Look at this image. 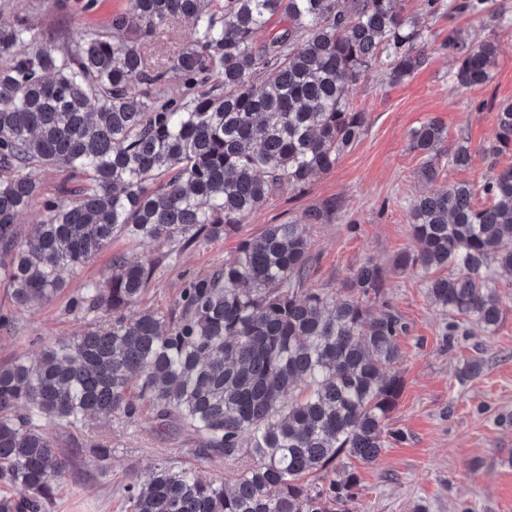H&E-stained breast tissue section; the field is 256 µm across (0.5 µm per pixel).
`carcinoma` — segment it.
<instances>
[{
    "label": "carcinoma",
    "instance_id": "cac0c4a2",
    "mask_svg": "<svg viewBox=\"0 0 512 512\" xmlns=\"http://www.w3.org/2000/svg\"><path fill=\"white\" fill-rule=\"evenodd\" d=\"M429 13L488 12V0H427ZM490 13V12H488ZM496 16V13H490ZM185 21L186 47L151 62L144 45ZM454 81L484 84L497 43L451 31ZM427 62L402 0H130V11L69 38L26 17L0 24V271L14 303L54 299L119 238L175 246L238 231L286 185L302 190L333 168L366 128L347 97L370 68L400 83ZM183 84L179 98L165 88ZM445 128L422 124L413 148L433 189L412 199L428 296L486 331L502 316L499 271L512 274V165L491 164L480 187L438 183L471 164L466 139L440 150ZM512 150V102L496 112L491 159ZM83 181L46 197L39 174ZM486 197L483 205L476 195ZM37 208L25 237L18 218ZM335 198L240 243L216 274L184 288L174 316L136 307L154 264L118 256L74 306L87 330L40 357L0 366V512H49L75 460L103 467L105 445L61 448L49 429L103 418L188 432L194 455L224 463L228 479L169 464L125 486L128 512H355L358 476L396 436L404 326L367 302L386 294L367 262L346 295L308 286V226ZM448 274H437V271Z\"/></svg>",
    "mask_w": 512,
    "mask_h": 512
}]
</instances>
